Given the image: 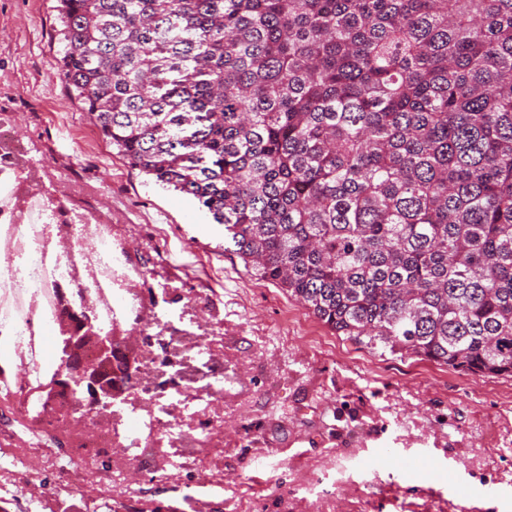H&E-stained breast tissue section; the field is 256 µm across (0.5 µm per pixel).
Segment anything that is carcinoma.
Masks as SVG:
<instances>
[{
	"mask_svg": "<svg viewBox=\"0 0 512 512\" xmlns=\"http://www.w3.org/2000/svg\"><path fill=\"white\" fill-rule=\"evenodd\" d=\"M132 168L384 356L512 375V0H58Z\"/></svg>",
	"mask_w": 512,
	"mask_h": 512,
	"instance_id": "carcinoma-1",
	"label": "carcinoma"
}]
</instances>
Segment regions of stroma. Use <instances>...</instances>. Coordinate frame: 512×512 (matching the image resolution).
Instances as JSON below:
<instances>
[{"mask_svg":"<svg viewBox=\"0 0 512 512\" xmlns=\"http://www.w3.org/2000/svg\"><path fill=\"white\" fill-rule=\"evenodd\" d=\"M56 0H0V113L32 162L98 195L136 235L129 250L166 288L171 320L206 316L223 338L224 489L177 473L155 503L181 512H512V377L381 357L336 335L224 249L194 199L133 169L55 75ZM195 504H188V497Z\"/></svg>","mask_w":512,"mask_h":512,"instance_id":"35a3bbf8","label":"stroma"}]
</instances>
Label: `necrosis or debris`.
Segmentation results:
<instances>
[{"mask_svg": "<svg viewBox=\"0 0 512 512\" xmlns=\"http://www.w3.org/2000/svg\"><path fill=\"white\" fill-rule=\"evenodd\" d=\"M28 153L0 116V340L18 373L0 380V484L20 491V512L87 496L91 512H143L148 485L211 465L224 428V354L208 333L187 334L144 293L128 262L123 225L82 196L29 180ZM92 311L100 332L135 323L141 351L128 380L137 401L119 422L73 399L43 406L30 386L61 363L67 309Z\"/></svg>", "mask_w": 512, "mask_h": 512, "instance_id": "necrosis-or-debris-1", "label": "necrosis or debris"}]
</instances>
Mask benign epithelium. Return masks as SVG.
<instances>
[{"label": "benign epithelium", "mask_w": 512, "mask_h": 512, "mask_svg": "<svg viewBox=\"0 0 512 512\" xmlns=\"http://www.w3.org/2000/svg\"><path fill=\"white\" fill-rule=\"evenodd\" d=\"M91 322L90 317H85V320L72 325L69 336L63 338V366L57 373L55 387L67 390L75 386L89 404H96L107 412L125 401L130 364L134 362L135 355L126 354L115 342L98 338L100 360L111 364L112 371L104 374L94 364H79L77 351L87 337L95 335Z\"/></svg>", "instance_id": "7a95c632"}]
</instances>
